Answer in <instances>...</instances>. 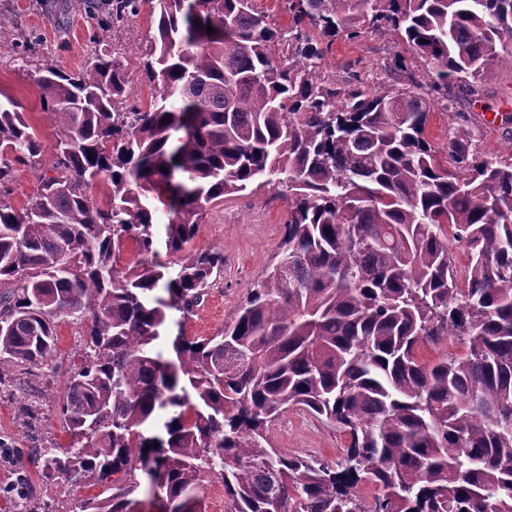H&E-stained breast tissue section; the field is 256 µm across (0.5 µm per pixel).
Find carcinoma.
Instances as JSON below:
<instances>
[{
	"instance_id": "obj_1",
	"label": "carcinoma",
	"mask_w": 512,
	"mask_h": 512,
	"mask_svg": "<svg viewBox=\"0 0 512 512\" xmlns=\"http://www.w3.org/2000/svg\"><path fill=\"white\" fill-rule=\"evenodd\" d=\"M143 1L144 69L162 89L149 106L130 104L107 49L77 73L45 68L34 83L55 131L47 159L0 92V386L39 376L62 320L82 321L86 338L54 400L70 443L37 449L43 477L70 493L101 486L80 512H139L143 428L164 412L161 512H204L215 482L230 512H512V154L477 152L464 116L447 162L426 137L456 88L512 67V0H280L286 31L255 0H203L196 13L185 0H52L48 15L76 9L115 28ZM369 32L404 44L387 69L406 80L321 78L336 38ZM415 55L431 67L409 70ZM16 164L41 172L21 213ZM99 177L104 207L89 194ZM173 179L164 234L179 270L167 279L149 256ZM280 186L278 260L223 329L179 334L163 360L164 308L193 314L224 271V249L187 248L207 207ZM447 339L463 354L424 357ZM290 411L348 433L343 458L274 447ZM30 494L24 472L3 488Z\"/></svg>"
}]
</instances>
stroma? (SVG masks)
Wrapping results in <instances>:
<instances>
[{
  "label": "stroma",
  "instance_id": "1",
  "mask_svg": "<svg viewBox=\"0 0 512 512\" xmlns=\"http://www.w3.org/2000/svg\"><path fill=\"white\" fill-rule=\"evenodd\" d=\"M0 22L10 29L16 43L22 44L30 34H38L37 50L25 53L0 49V91L10 96L18 111L25 114L38 132L45 148H52L55 134L42 118L39 93L32 82L35 72L56 66L70 72L81 70L95 52L108 49L128 70L133 98L148 104L157 94L137 59L138 51L146 50L152 35V19L148 9L118 28L102 29L84 13L73 11L65 19L49 17L40 0H0ZM397 42L375 33L366 34L357 42L336 39L325 56L323 71L342 84L359 79L374 87L387 79L385 66L398 51ZM458 111L464 112L478 152L494 156L503 154L512 144V68L500 67L493 78L473 90L461 92ZM288 210L287 195L272 197L270 191L243 192L226 196L206 212L193 250L214 247L224 250V271L209 289L200 308L191 317L169 308L157 340L158 350L167 352L178 332L189 336H208L223 328L250 290L273 262L283 237V221ZM58 341L53 356L54 370L43 373V392L10 387L0 392V486L13 484L17 466L25 460L30 443V429L20 413L25 404H32L43 421L39 433L43 445L69 444L67 434L53 418L52 392L63 391L66 369L73 355L83 345L82 324L69 318L60 322ZM273 445L291 454L312 455L336 461L349 443L346 434L328 429L320 421L295 411L285 414L271 431Z\"/></svg>",
  "mask_w": 512,
  "mask_h": 512
}]
</instances>
